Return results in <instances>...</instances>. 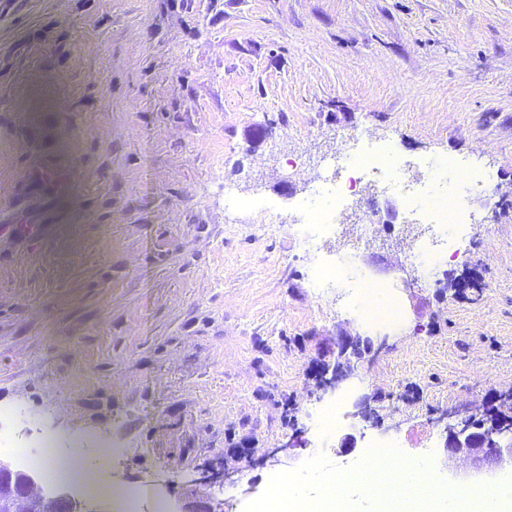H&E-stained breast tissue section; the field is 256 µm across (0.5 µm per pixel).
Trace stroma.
I'll return each mask as SVG.
<instances>
[{
    "label": "stroma",
    "mask_w": 512,
    "mask_h": 512,
    "mask_svg": "<svg viewBox=\"0 0 512 512\" xmlns=\"http://www.w3.org/2000/svg\"><path fill=\"white\" fill-rule=\"evenodd\" d=\"M361 132L407 179L448 157L500 188L467 199L429 287L395 231L355 241L380 186L300 247L290 197ZM228 185L261 207L229 217ZM344 253L317 297L311 267ZM382 266L403 320L369 329L359 285ZM342 333L374 349L326 393L315 361ZM509 393L512 0H0V406L51 410L98 482L244 512L273 474L378 440L444 480L441 413ZM341 396L350 423L320 417ZM104 431L126 448L107 474L85 441Z\"/></svg>",
    "instance_id": "obj_1"
}]
</instances>
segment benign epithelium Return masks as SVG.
Here are the masks:
<instances>
[{"mask_svg":"<svg viewBox=\"0 0 512 512\" xmlns=\"http://www.w3.org/2000/svg\"><path fill=\"white\" fill-rule=\"evenodd\" d=\"M360 337H348L339 346L336 360L324 362L317 369L320 389L336 390L344 382L359 378L358 365L348 356V350L359 351ZM444 447L448 459L465 458L471 469L466 472L449 471L450 480L456 484H468L484 480L492 466H512V428L488 431L471 423V420L455 415L454 422L445 424ZM36 485L33 475L17 471L0 461V505L7 512H83V507L66 491L52 494L32 493ZM183 512H224V503L210 499L193 500Z\"/></svg>","mask_w":512,"mask_h":512,"instance_id":"benign-epithelium-1","label":"benign epithelium"}]
</instances>
